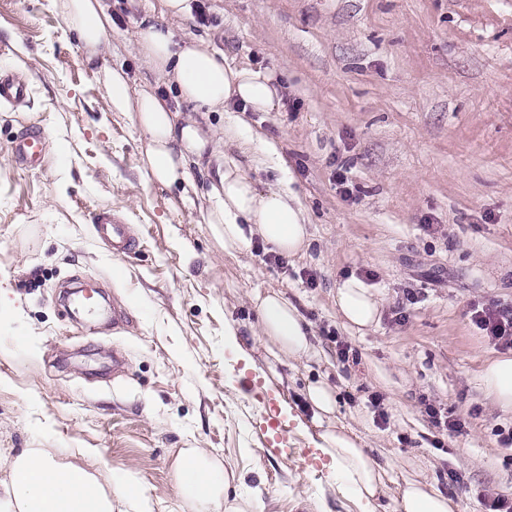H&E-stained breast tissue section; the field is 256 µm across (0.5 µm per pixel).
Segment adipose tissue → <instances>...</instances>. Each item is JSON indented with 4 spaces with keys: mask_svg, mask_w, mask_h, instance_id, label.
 <instances>
[{
    "mask_svg": "<svg viewBox=\"0 0 512 512\" xmlns=\"http://www.w3.org/2000/svg\"><path fill=\"white\" fill-rule=\"evenodd\" d=\"M66 26L75 34L86 66L108 91L111 111L129 115L139 132L143 170L156 186L178 190L183 206L193 203L190 166L205 152L208 140L191 119L173 112L167 98L135 92L123 65L96 68L109 46L105 40L113 19L103 0H59ZM137 53L156 73L176 85L179 99L209 112L226 111L238 102L253 112H268L277 104L273 73L231 67L224 53L208 44L177 41L171 27L144 19ZM205 220L225 253L247 249L245 225L274 250L293 254L308 248V221L297 195L281 185L258 188L233 157H225L224 173L209 195ZM336 313L350 329L361 332L377 320L381 300L377 291L349 277L336 285ZM259 334L279 353L307 356L311 344L296 307L279 292L255 293ZM480 381L493 408L512 409V356L485 361ZM314 459L327 469L342 499L359 512H378L389 502L391 512H457L454 500L430 485L412 479L388 488V469L376 462L361 439L346 426L311 436ZM0 512H154L151 498L137 479L113 472L111 490H104L86 469L58 461L43 448H30L0 458ZM177 482L194 512H224L226 492L234 476L193 450L181 451L174 462Z\"/></svg>",
    "mask_w": 512,
    "mask_h": 512,
    "instance_id": "ef3b65f1",
    "label": "adipose tissue"
}]
</instances>
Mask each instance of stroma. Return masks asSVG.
Masks as SVG:
<instances>
[{
	"label": "stroma",
	"mask_w": 512,
	"mask_h": 512,
	"mask_svg": "<svg viewBox=\"0 0 512 512\" xmlns=\"http://www.w3.org/2000/svg\"><path fill=\"white\" fill-rule=\"evenodd\" d=\"M114 26L100 66L124 62L136 90L214 132L194 172V208L143 177L139 134L110 111L53 0H0V70L22 76L24 103L0 102V453L47 448L61 462L136 476L155 512H193L173 461L195 448L235 474L239 512H345L312 472L296 431L268 445L257 419L287 402L311 422L307 382H328L338 411L392 479L451 497L459 512L512 501V447L479 381L503 354L474 307L512 305V0H193L170 20L177 41H205L232 67L274 72L280 104L239 113V154L259 188L299 198L311 245L266 262L235 256L205 222L224 166V115L193 111L136 52L150 0H105ZM39 129L29 171L13 141ZM352 189L346 197L337 175ZM125 222L135 254H113L92 218ZM354 276L382 302L358 333L336 315L337 283ZM93 284L124 325L72 314L64 278ZM298 309L312 350L291 360L258 334L255 292ZM234 322L247 358L224 351ZM336 330L358 354L341 361ZM383 398V414L369 404ZM453 412L462 432L435 428Z\"/></svg>",
	"instance_id": "obj_1"
}]
</instances>
